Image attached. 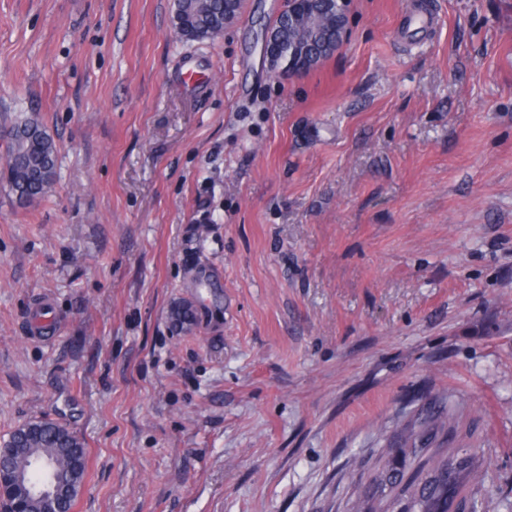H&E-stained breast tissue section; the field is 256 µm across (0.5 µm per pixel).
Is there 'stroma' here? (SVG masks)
<instances>
[{"label": "stroma", "mask_w": 512, "mask_h": 512, "mask_svg": "<svg viewBox=\"0 0 512 512\" xmlns=\"http://www.w3.org/2000/svg\"><path fill=\"white\" fill-rule=\"evenodd\" d=\"M173 4L0 0V169L15 121L59 147L0 181V443L78 435L74 512H348L441 406L512 512V0H350L288 78V0L194 41ZM317 1L289 0L288 18L279 24L288 30V47L284 46L279 30L272 28L267 33L264 57L279 74L297 75L306 72L346 43L349 36V0H322V11L327 18L324 27L331 28L335 19V26L330 29L333 33L330 40L321 38L324 27L316 30L305 26L308 15L313 11V4ZM311 46H318V49L309 52ZM11 131L5 183L20 202L33 201L56 176L59 148L36 121L18 122Z\"/></svg>", "instance_id": "stroma-1"}]
</instances>
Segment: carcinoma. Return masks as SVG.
Here are the masks:
<instances>
[{
	"label": "carcinoma",
	"instance_id": "carcinoma-1",
	"mask_svg": "<svg viewBox=\"0 0 512 512\" xmlns=\"http://www.w3.org/2000/svg\"><path fill=\"white\" fill-rule=\"evenodd\" d=\"M178 33L190 40H203L224 31L231 0H174ZM5 183L17 200L28 202L42 196L56 176L59 148L36 121L24 120L11 126ZM455 432L452 417L433 413L411 423L399 451L418 461L411 476L378 472L373 482L380 493L369 500H356L352 512H463L478 505L467 489L478 480L473 458L459 456L448 447ZM14 449L3 454L12 470L33 471L32 462L44 460L49 470L66 473L71 483L77 470L86 467L85 456H77L82 441L62 424L47 419L38 435L13 438Z\"/></svg>",
	"mask_w": 512,
	"mask_h": 512
}]
</instances>
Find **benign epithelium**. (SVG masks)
<instances>
[{
	"label": "benign epithelium",
	"mask_w": 512,
	"mask_h": 512,
	"mask_svg": "<svg viewBox=\"0 0 512 512\" xmlns=\"http://www.w3.org/2000/svg\"><path fill=\"white\" fill-rule=\"evenodd\" d=\"M315 2L317 0H289L288 44H283L279 30L272 29L267 33L264 57L278 73L297 75L306 72L346 43L349 0H323L325 26L333 33L329 40L321 38L322 29L305 26ZM26 483V475L17 472L11 475L0 470V512H27L25 501L17 491V485ZM31 489L43 499L45 512H73L71 507L63 508L53 475L46 476L44 484L33 485Z\"/></svg>",
	"instance_id": "1"
}]
</instances>
